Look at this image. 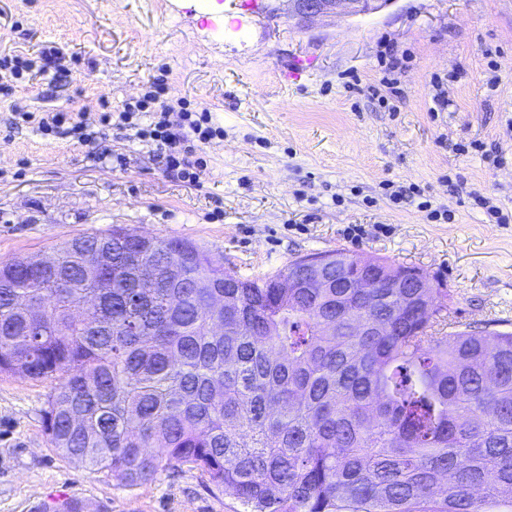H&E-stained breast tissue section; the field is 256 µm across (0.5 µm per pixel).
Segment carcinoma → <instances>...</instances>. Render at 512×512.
Returning a JSON list of instances; mask_svg holds the SVG:
<instances>
[{
  "label": "carcinoma",
  "mask_w": 512,
  "mask_h": 512,
  "mask_svg": "<svg viewBox=\"0 0 512 512\" xmlns=\"http://www.w3.org/2000/svg\"><path fill=\"white\" fill-rule=\"evenodd\" d=\"M78 242L52 276L0 261V373L62 376L44 416L62 455L129 488L188 464L248 512L512 505V332L458 328L386 260L379 288H277L182 240ZM90 294L96 327L73 315Z\"/></svg>",
  "instance_id": "obj_1"
}]
</instances>
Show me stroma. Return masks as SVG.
<instances>
[{"label": "stroma", "mask_w": 512, "mask_h": 512, "mask_svg": "<svg viewBox=\"0 0 512 512\" xmlns=\"http://www.w3.org/2000/svg\"><path fill=\"white\" fill-rule=\"evenodd\" d=\"M0 0V57L58 52L67 78L0 90V261L46 254L114 226L194 243L243 278L344 250L421 270L451 296L457 324L512 331V0H393L381 11L308 22L291 0ZM393 47L397 111L379 60ZM301 79L286 74L296 63ZM166 75L168 97L206 105L224 130L201 150L198 187L166 172L155 142L99 123ZM447 76L433 111L431 78ZM86 113L88 142L16 120ZM420 187L395 205L393 186ZM505 223L488 221L474 195ZM361 225L360 236L347 235ZM54 382L0 375V512L70 498L87 512H245L232 490L183 465L129 489L59 453L43 414Z\"/></svg>", "instance_id": "35a3bbf8"}]
</instances>
